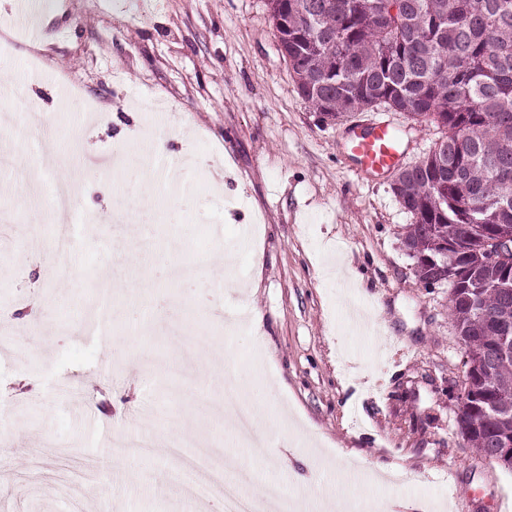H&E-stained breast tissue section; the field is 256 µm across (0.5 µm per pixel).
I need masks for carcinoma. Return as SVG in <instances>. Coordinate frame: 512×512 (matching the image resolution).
Instances as JSON below:
<instances>
[{"instance_id":"cac0c4a2","label":"carcinoma","mask_w":512,"mask_h":512,"mask_svg":"<svg viewBox=\"0 0 512 512\" xmlns=\"http://www.w3.org/2000/svg\"><path fill=\"white\" fill-rule=\"evenodd\" d=\"M266 2L298 95L324 118L383 107L444 131L420 161L399 169L395 197L412 217L403 243L421 265L416 276L450 286L473 396L458 425L488 459L503 430L512 431V356L497 355L503 332L512 337V272L483 254L499 226L512 229V202H503L512 199V0ZM461 225L469 245L450 267Z\"/></svg>"}]
</instances>
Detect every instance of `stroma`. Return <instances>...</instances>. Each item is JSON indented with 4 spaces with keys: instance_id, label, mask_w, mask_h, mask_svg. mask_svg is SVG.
<instances>
[{
    "instance_id": "35a3bbf8",
    "label": "stroma",
    "mask_w": 512,
    "mask_h": 512,
    "mask_svg": "<svg viewBox=\"0 0 512 512\" xmlns=\"http://www.w3.org/2000/svg\"><path fill=\"white\" fill-rule=\"evenodd\" d=\"M33 2L36 40L0 0V33L17 39L0 85L26 82L35 53L45 76L0 98L12 165L0 171V332L13 334L0 348V512H210L171 481L174 433L225 449L252 474L245 493L273 485L304 512L355 499L353 460L384 478L421 473L417 486L369 488L401 508L512 512V472L458 428L466 355L449 287L419 282L391 174L361 171L347 148L352 130L386 121L408 166L435 128L381 109L324 119L296 91L266 0ZM25 97L48 118L40 129ZM45 139L68 160L51 174L75 184L79 213L135 206L148 247L128 255L125 225L79 223L81 247L55 258L66 218L26 186ZM161 264L186 282L150 277ZM36 287L47 320L18 327ZM102 314L108 340L90 332ZM228 381L260 420L262 450L233 443ZM119 431L151 434L153 456H116Z\"/></svg>"
}]
</instances>
